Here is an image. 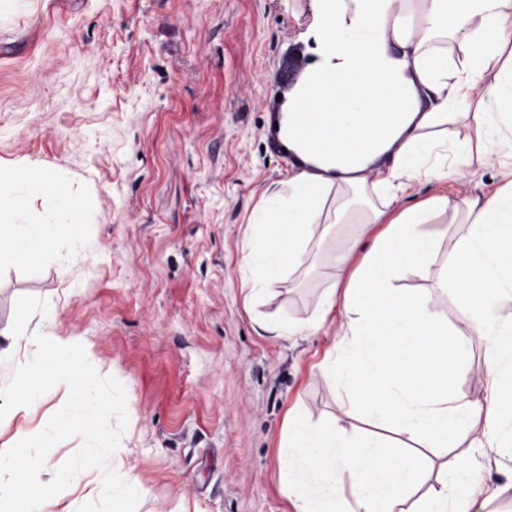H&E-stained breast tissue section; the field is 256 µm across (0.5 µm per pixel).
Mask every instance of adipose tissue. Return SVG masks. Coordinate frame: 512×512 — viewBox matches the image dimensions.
<instances>
[{"mask_svg": "<svg viewBox=\"0 0 512 512\" xmlns=\"http://www.w3.org/2000/svg\"><path fill=\"white\" fill-rule=\"evenodd\" d=\"M305 12L309 59L279 123L291 166L248 224L251 297L310 265L335 225L359 233L303 324H260L294 336L344 319L341 413L324 426L293 414L283 491L297 512H483L474 490L444 479L419 492L415 458L382 439L348 438L343 421L361 409L430 448L471 434L491 450L512 444V182L401 208L393 194L512 156V0H306ZM446 222L467 230L445 249L428 227ZM13 228L12 210L0 209L20 262L49 233ZM408 272L436 276L483 340V400L455 395L461 333L431 311L430 297L399 287Z\"/></svg>", "mask_w": 512, "mask_h": 512, "instance_id": "obj_1", "label": "adipose tissue"}]
</instances>
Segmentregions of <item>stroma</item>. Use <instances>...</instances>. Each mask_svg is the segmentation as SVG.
I'll return each mask as SVG.
<instances>
[{"mask_svg":"<svg viewBox=\"0 0 512 512\" xmlns=\"http://www.w3.org/2000/svg\"><path fill=\"white\" fill-rule=\"evenodd\" d=\"M304 0H0V170L52 173L70 217L28 196L18 224H53L49 247L0 258V349L21 332L74 339L125 387L128 426L110 459L140 484L136 512H297L281 491L286 416H336L328 361L338 326L278 339L259 321L308 318L341 224L310 271L249 304L245 229L291 158L275 124L278 72L305 60ZM512 181L499 158L469 180L416 183L397 206ZM75 221L72 231L62 223ZM485 347L466 334L454 391L484 398ZM63 387L0 420V448L41 432ZM461 484L512 512V447L461 444Z\"/></svg>","mask_w":512,"mask_h":512,"instance_id":"35a3bbf8","label":"stroma"}]
</instances>
